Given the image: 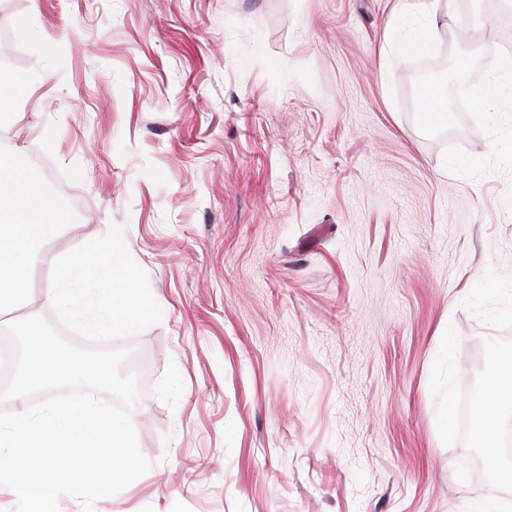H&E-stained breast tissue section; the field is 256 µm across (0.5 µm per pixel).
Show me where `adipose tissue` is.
Listing matches in <instances>:
<instances>
[{
  "label": "adipose tissue",
  "mask_w": 512,
  "mask_h": 512,
  "mask_svg": "<svg viewBox=\"0 0 512 512\" xmlns=\"http://www.w3.org/2000/svg\"><path fill=\"white\" fill-rule=\"evenodd\" d=\"M29 174L0 160V304L18 302L24 292L28 260L41 242L47 224L60 223L62 209L46 195L32 196ZM117 253L114 240L100 241L90 251H80L59 263L60 272L44 291L47 300L66 307L88 334L112 333L126 326L133 311L142 308L147 295L136 286L133 270H125L124 296L114 295L106 262ZM485 398L473 431L488 448L489 464L498 467L495 423L503 410L512 409V356L504 355L484 383Z\"/></svg>",
  "instance_id": "adipose-tissue-1"
}]
</instances>
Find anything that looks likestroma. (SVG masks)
Here are the masks:
<instances>
[{"instance_id":"obj_1","label":"stroma","mask_w":512,"mask_h":512,"mask_svg":"<svg viewBox=\"0 0 512 512\" xmlns=\"http://www.w3.org/2000/svg\"><path fill=\"white\" fill-rule=\"evenodd\" d=\"M392 0H0L30 78L4 157L68 214L11 317L142 361V477L58 512H469L512 503L472 442L512 344V140L497 105L426 127L512 54L486 0L422 54ZM26 31H19V22ZM114 238L150 311L90 335L50 258ZM11 317H0V330ZM421 98V120L426 126H437L447 121V93L445 95L442 88L423 91Z\"/></svg>"}]
</instances>
